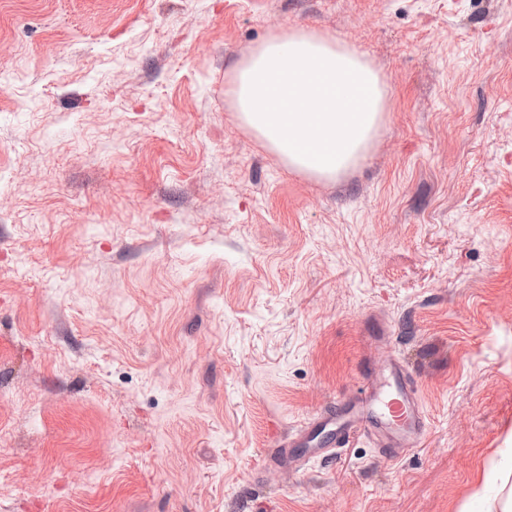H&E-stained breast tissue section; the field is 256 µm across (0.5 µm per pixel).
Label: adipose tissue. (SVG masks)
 Wrapping results in <instances>:
<instances>
[{"label":"adipose tissue","mask_w":512,"mask_h":512,"mask_svg":"<svg viewBox=\"0 0 512 512\" xmlns=\"http://www.w3.org/2000/svg\"><path fill=\"white\" fill-rule=\"evenodd\" d=\"M233 94L242 121L317 179L354 166L389 110V85L363 54L304 28L260 45L237 67Z\"/></svg>","instance_id":"ef3b65f1"}]
</instances>
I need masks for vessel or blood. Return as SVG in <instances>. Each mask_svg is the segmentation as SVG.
<instances>
[{
    "instance_id": "vessel-or-blood-1",
    "label": "vessel or blood",
    "mask_w": 512,
    "mask_h": 512,
    "mask_svg": "<svg viewBox=\"0 0 512 512\" xmlns=\"http://www.w3.org/2000/svg\"><path fill=\"white\" fill-rule=\"evenodd\" d=\"M371 385L364 395L308 420L296 433L293 447L302 451L300 459L280 455L275 463L293 471L325 453L365 436L381 447L407 450L416 445L427 429L411 376L397 361L386 366L367 365Z\"/></svg>"
}]
</instances>
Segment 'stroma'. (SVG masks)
I'll use <instances>...</instances> for the list:
<instances>
[{"instance_id":"1","label":"stroma","mask_w":512,"mask_h":512,"mask_svg":"<svg viewBox=\"0 0 512 512\" xmlns=\"http://www.w3.org/2000/svg\"><path fill=\"white\" fill-rule=\"evenodd\" d=\"M305 28L390 110L342 180L240 120ZM404 362L429 426L294 473ZM512 472V0H0V512H479Z\"/></svg>"}]
</instances>
